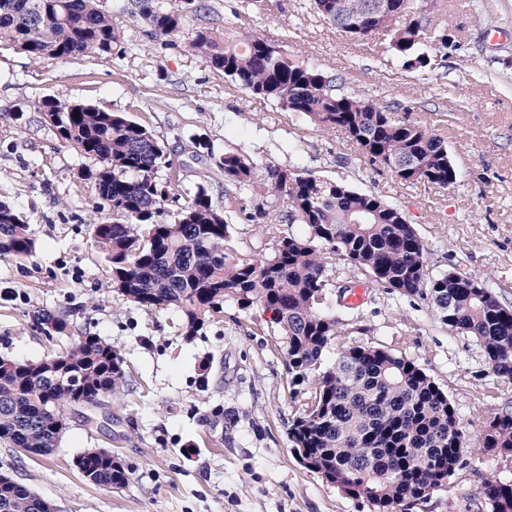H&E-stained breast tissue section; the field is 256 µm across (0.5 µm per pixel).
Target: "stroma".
<instances>
[{"label": "stroma", "instance_id": "35a3bbf8", "mask_svg": "<svg viewBox=\"0 0 512 512\" xmlns=\"http://www.w3.org/2000/svg\"><path fill=\"white\" fill-rule=\"evenodd\" d=\"M122 4L102 0L123 34L124 56L36 60L0 47V200L26 216L37 242L31 260H0V356L37 360L65 345V338L50 340L37 329L32 315L44 308L65 314L73 330L119 347L129 374L128 387L108 402L111 425L86 426L82 408H69L57 448L38 455L0 447V473L57 512H371L292 452L288 423L303 398L292 393L283 343L268 315L228 304L205 335L188 341L176 310L144 309L113 291L88 224L95 191L80 173L90 161L61 147L37 106L64 97L145 125L165 141L184 202L201 185L218 203L234 193L219 170L228 151L261 169L291 165L382 194L405 209L427 246L432 274L455 267L479 273L512 304V0H427L434 24L456 43L432 70L406 69L386 33L350 40L306 0H269L261 9L212 0L226 24L335 74L341 93L437 125L459 175L448 190L371 167L341 132L317 130L192 56L193 24L176 47L165 48L123 14ZM199 139L207 148L196 147ZM230 224L234 252L270 253L260 225L239 213ZM330 275L365 289L356 308L340 312L349 342L388 346L425 368L469 433L491 412L512 406V385L497 382L480 347L449 333L426 301L389 295L343 262ZM216 405L223 419L206 422ZM89 448L118 456L129 484L116 489L87 480L74 460ZM492 476L512 478V462L471 452L447 488L409 512H488L479 491Z\"/></svg>", "mask_w": 512, "mask_h": 512}]
</instances>
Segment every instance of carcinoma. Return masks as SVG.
<instances>
[{
    "instance_id": "cac0c4a2",
    "label": "carcinoma",
    "mask_w": 512,
    "mask_h": 512,
    "mask_svg": "<svg viewBox=\"0 0 512 512\" xmlns=\"http://www.w3.org/2000/svg\"><path fill=\"white\" fill-rule=\"evenodd\" d=\"M309 0L310 9L350 39L390 33L391 49L411 70L435 60L422 50L429 38L448 48V34L431 26L418 0ZM124 11L149 27L150 37L176 45L186 18L197 28L191 54L248 93L274 101L325 131H340L372 165L404 182L446 190L458 171L438 130L370 99L336 92V76L293 61L282 46L244 28L215 30L205 0H126ZM0 45L34 59L126 54L123 36L100 0H0ZM37 109L57 138L90 159L81 180L95 189L90 218L94 242L111 269L113 291L147 309L175 308L181 335L191 341L232 303L241 311L271 314L284 343L290 385L313 378V391L288 426L292 450L304 468L372 512L407 507L448 486L465 465L467 449L512 457V411L489 416L475 441L461 427L448 394L415 361L382 346L347 344L339 309L350 285L329 269L343 260L367 273L391 295L428 301L435 318L482 349L490 373L512 384V305L502 302L480 275L427 268V248L399 206L377 193H361L292 166L257 165L236 153L221 163L224 182L251 190L258 180L271 190L248 212L236 195L215 204L204 185L177 216L178 180L165 144L132 118L99 106L50 98ZM168 170L162 177V170ZM244 212L274 238L267 257L231 253L228 217ZM288 225L290 231L281 229ZM295 224L305 227L299 236ZM36 239L24 216L0 202V258L27 261ZM336 288V311L328 290ZM35 321L66 345L39 360L0 357V447L45 454L66 429L65 410L90 411L128 385L121 351L100 336L73 334L67 320L41 310ZM340 346L336 362L324 353ZM91 482L113 488L129 483L122 461L94 448L74 460ZM480 494L491 512H512V479H486ZM0 512H50L43 499L14 479L0 481Z\"/></svg>"
}]
</instances>
